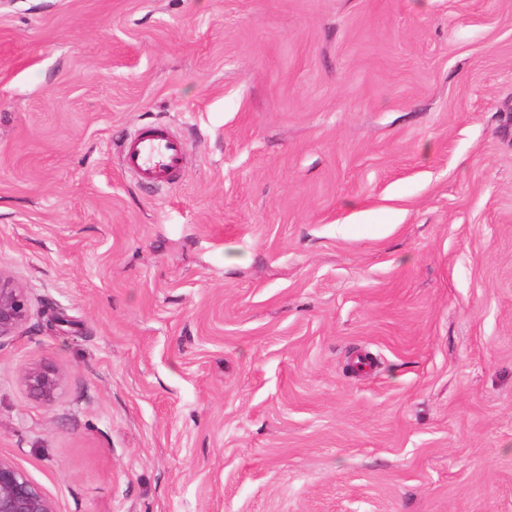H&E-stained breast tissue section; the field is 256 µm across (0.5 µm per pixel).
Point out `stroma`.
Instances as JSON below:
<instances>
[{
    "label": "stroma",
    "mask_w": 512,
    "mask_h": 512,
    "mask_svg": "<svg viewBox=\"0 0 512 512\" xmlns=\"http://www.w3.org/2000/svg\"><path fill=\"white\" fill-rule=\"evenodd\" d=\"M0 275L57 512H512V0H0ZM122 164L138 183H166L180 168L184 147L163 126L152 127L127 137L120 146ZM28 317L29 300L25 289L0 275V341L15 336ZM23 383L29 393L51 403L62 386L63 375L54 365L43 363L28 370L23 376Z\"/></svg>",
    "instance_id": "35a3bbf8"
}]
</instances>
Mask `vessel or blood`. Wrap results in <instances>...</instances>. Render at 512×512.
I'll list each match as a JSON object with an SVG mask.
<instances>
[{"label":"vessel or blood","mask_w":512,"mask_h":512,"mask_svg":"<svg viewBox=\"0 0 512 512\" xmlns=\"http://www.w3.org/2000/svg\"><path fill=\"white\" fill-rule=\"evenodd\" d=\"M120 153L124 168L139 183L160 185L180 168L184 147L169 136L165 127L157 126L127 137Z\"/></svg>","instance_id":"vessel-or-blood-1"}]
</instances>
